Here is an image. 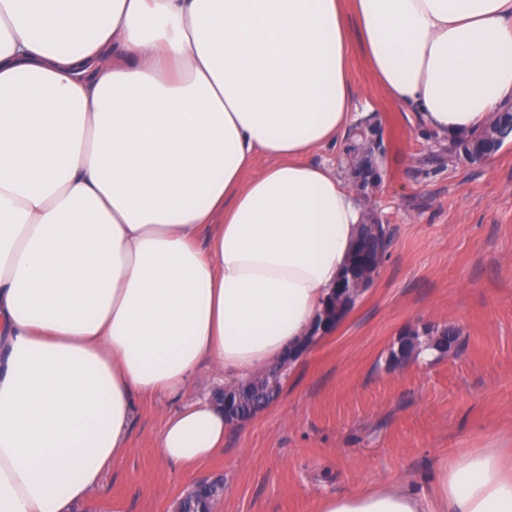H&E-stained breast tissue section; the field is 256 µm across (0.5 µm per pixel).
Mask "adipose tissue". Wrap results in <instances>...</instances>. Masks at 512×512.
Here are the masks:
<instances>
[{
  "label": "adipose tissue",
  "instance_id": "ef3b65f1",
  "mask_svg": "<svg viewBox=\"0 0 512 512\" xmlns=\"http://www.w3.org/2000/svg\"><path fill=\"white\" fill-rule=\"evenodd\" d=\"M355 40L439 137L512 104V0H0V512H76L141 405L306 336L363 220L309 160L351 122ZM227 427L200 399L158 453L200 465ZM316 512H512V460Z\"/></svg>",
  "mask_w": 512,
  "mask_h": 512
}]
</instances>
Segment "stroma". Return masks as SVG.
<instances>
[{
    "mask_svg": "<svg viewBox=\"0 0 512 512\" xmlns=\"http://www.w3.org/2000/svg\"><path fill=\"white\" fill-rule=\"evenodd\" d=\"M356 105H370L386 153L365 210L392 230L372 284L287 371L278 398L229 427L224 448L184 470L157 452L166 419L219 390L213 377L147 404L86 512H173L196 482L222 479L214 512H314L326 493L421 479L437 460L512 448V142L480 163L448 161L414 110L376 86L359 45ZM461 330L452 352L387 364L405 327Z\"/></svg>",
    "mask_w": 512,
    "mask_h": 512,
    "instance_id": "35a3bbf8",
    "label": "stroma"
}]
</instances>
